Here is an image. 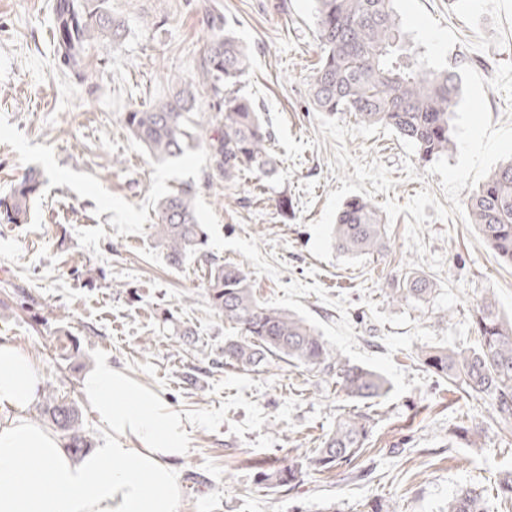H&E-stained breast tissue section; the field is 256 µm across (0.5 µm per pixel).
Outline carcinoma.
Returning <instances> with one entry per match:
<instances>
[{
	"label": "carcinoma",
	"instance_id": "carcinoma-1",
	"mask_svg": "<svg viewBox=\"0 0 512 512\" xmlns=\"http://www.w3.org/2000/svg\"><path fill=\"white\" fill-rule=\"evenodd\" d=\"M316 38L321 51L310 81L313 108L330 116L353 112L361 122L385 125L416 149L419 159L431 163L456 147L453 117L460 94V76L454 70H435L412 49L394 8L395 0H312ZM57 53L67 63L83 62L86 47L96 40L115 41L124 30L112 16L108 0H56ZM209 31L197 72V83L172 89L146 108H132L125 123L136 142L154 158L165 161L201 146L210 152L212 178L230 179L249 171L267 179L278 164L270 148L272 133L256 105L235 87L245 75L248 48L234 35L222 15L206 17ZM208 90L210 102L199 97L197 86ZM215 109L210 114L209 109ZM222 126L219 137L206 143L195 134L210 119ZM42 185L32 170L0 194V224H25ZM191 185L160 197L153 226L156 246L167 263L181 267L191 256L206 266V295L224 321L240 327L241 339L224 345V356L243 370H258L270 360L295 362L309 370L336 375V385L347 398L383 397L388 383L379 372L352 364L331 349L321 334L302 317L261 303L247 274L226 265L203 250L207 241ZM471 222L498 257L512 266V157L503 161L468 198ZM332 240L336 250L352 256L380 253L387 248L385 225L375 206L354 196L336 215ZM433 282L411 272L392 289L397 300H426ZM479 346L473 351L432 348L422 354L425 366L452 386L488 403L492 417L512 419V320L487 297L473 315ZM43 420L81 454L91 447L79 407L45 389L40 409ZM369 437L366 417L336 420L312 450L307 463L323 472L351 465L365 451ZM302 466L294 460L257 472L266 488L292 487ZM448 512H485L481 498L462 488L448 501Z\"/></svg>",
	"mask_w": 512,
	"mask_h": 512
}]
</instances>
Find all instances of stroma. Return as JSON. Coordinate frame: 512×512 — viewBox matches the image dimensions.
I'll return each instance as SVG.
<instances>
[{
  "instance_id": "obj_1",
  "label": "stroma",
  "mask_w": 512,
  "mask_h": 512,
  "mask_svg": "<svg viewBox=\"0 0 512 512\" xmlns=\"http://www.w3.org/2000/svg\"><path fill=\"white\" fill-rule=\"evenodd\" d=\"M56 0H0V193L29 169L43 184L25 224H0V339L22 348L59 395L80 402L93 446L106 434L83 403V374L101 362L155 391L190 422L179 512H447L461 488L505 512L512 422L449 387L421 353L476 345L472 314L495 296L512 316V266L471 224L467 200L512 155V0H397L434 68L461 76L456 148L424 164L391 128L310 103L320 48L312 0H109L119 43L89 45L83 72L53 40ZM220 13L250 52L241 92L273 133L278 173L206 179V149L158 161L125 114L191 81ZM196 190L209 254L241 266L257 298L303 317L351 363L383 374L385 397L354 401L335 376L276 362L224 361L242 336L210 307L197 260L167 265L155 245L157 197ZM353 196L371 200L388 247L351 257L331 226ZM433 280L423 302L390 296L401 273ZM72 338L76 356L60 341ZM365 415L371 434L350 466H306L289 490L257 485L258 468L319 447L338 418ZM479 429L477 443L461 429Z\"/></svg>"
}]
</instances>
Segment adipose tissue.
I'll return each mask as SVG.
<instances>
[{"instance_id":"obj_1","label":"adipose tissue","mask_w":512,"mask_h":512,"mask_svg":"<svg viewBox=\"0 0 512 512\" xmlns=\"http://www.w3.org/2000/svg\"><path fill=\"white\" fill-rule=\"evenodd\" d=\"M43 379L26 352L0 342V512H178L175 462L190 443L183 414L100 363L81 391L112 442L76 457L61 434L24 415Z\"/></svg>"}]
</instances>
